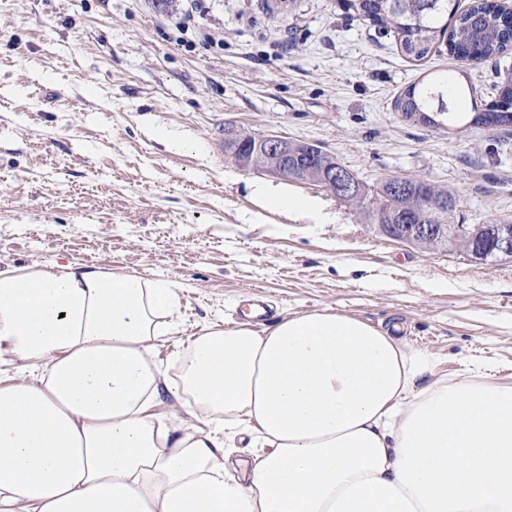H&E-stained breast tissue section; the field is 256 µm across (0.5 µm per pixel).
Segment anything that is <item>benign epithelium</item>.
I'll use <instances>...</instances> for the list:
<instances>
[{
	"label": "benign epithelium",
	"instance_id": "7a95c632",
	"mask_svg": "<svg viewBox=\"0 0 512 512\" xmlns=\"http://www.w3.org/2000/svg\"><path fill=\"white\" fill-rule=\"evenodd\" d=\"M224 149L234 163L243 170H259L289 180H306L313 176L318 183L331 192L348 191L358 181L352 171L336 172V156L306 142L291 141L269 135L255 137L245 142L240 131L231 129L224 134ZM378 230L400 242L414 247L433 248L453 236L463 240H474L469 224H379ZM512 258V225L497 226L491 247L473 250V259L479 262L488 257Z\"/></svg>",
	"mask_w": 512,
	"mask_h": 512
}]
</instances>
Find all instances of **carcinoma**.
I'll return each mask as SVG.
<instances>
[{
  "instance_id": "1",
  "label": "carcinoma",
  "mask_w": 512,
  "mask_h": 512,
  "mask_svg": "<svg viewBox=\"0 0 512 512\" xmlns=\"http://www.w3.org/2000/svg\"><path fill=\"white\" fill-rule=\"evenodd\" d=\"M355 17L397 36L401 51L415 60L426 58L437 41L447 37L448 53L456 60L475 61L500 56L512 44V14L490 0H472L459 10L458 0H346ZM499 101L467 118L456 103L473 93L443 72L410 86L396 99L405 117L454 130L467 124L512 127V70L502 80ZM383 192L373 194L357 183L338 199L356 210L366 224L453 223L452 193L417 178L391 176L380 181ZM437 209L428 211L423 201Z\"/></svg>"
}]
</instances>
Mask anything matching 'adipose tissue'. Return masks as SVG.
Returning <instances> with one entry per match:
<instances>
[{
  "label": "adipose tissue",
  "instance_id": "adipose-tissue-1",
  "mask_svg": "<svg viewBox=\"0 0 512 512\" xmlns=\"http://www.w3.org/2000/svg\"><path fill=\"white\" fill-rule=\"evenodd\" d=\"M178 310L165 278L0 270V357L33 368L0 380V512H512V384L327 309L205 328L172 377ZM154 411L173 419L176 424L182 426V429L193 426H204V417L202 414L197 413L196 416H193L188 413L186 397L181 393L163 392L159 404Z\"/></svg>",
  "mask_w": 512,
  "mask_h": 512
}]
</instances>
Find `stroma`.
<instances>
[{
  "label": "stroma",
  "mask_w": 512,
  "mask_h": 512,
  "mask_svg": "<svg viewBox=\"0 0 512 512\" xmlns=\"http://www.w3.org/2000/svg\"><path fill=\"white\" fill-rule=\"evenodd\" d=\"M206 48L175 25L185 0H0V270L75 263L167 278L180 325L155 358L176 369L202 328L331 309L400 326L436 371L512 383V259L392 240L312 182L240 170L223 129L316 144L360 179L448 189L463 224L512 222V129L406 119L408 86L448 71L479 107L499 61L446 46L413 61L341 0H203ZM316 202L269 207L255 185Z\"/></svg>",
  "instance_id": "35a3bbf8"
}]
</instances>
